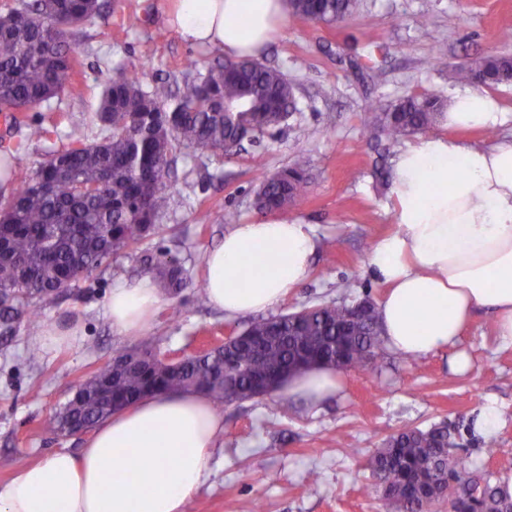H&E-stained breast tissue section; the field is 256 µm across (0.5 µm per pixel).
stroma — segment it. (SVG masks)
<instances>
[{
	"mask_svg": "<svg viewBox=\"0 0 512 512\" xmlns=\"http://www.w3.org/2000/svg\"><path fill=\"white\" fill-rule=\"evenodd\" d=\"M105 2L108 20L87 28L78 44L74 89L18 115L25 123L50 116L58 125L49 139L26 143L30 169L65 145L71 124H84L90 140L99 139L98 96L117 65L143 87L158 81L175 87L191 70L205 72L225 58L172 32L157 39L156 30L167 26L162 0ZM132 13L141 25L120 26V17ZM423 15L424 26L418 23ZM504 27H512V0H359L355 14L337 24L289 18L260 60L296 84L297 112L234 155L182 151L170 180L171 207L139 250L114 255L46 307L39 321L14 323L0 339V485L16 467L48 452L82 448L84 435L57 436L42 422L76 385L135 344V337L113 332L105 304L116 283L146 275L143 256L177 259L187 277L179 294H163L148 330L162 351L189 355L248 325V317L228 318L199 305L205 257L224 241L225 209L236 210L242 222L256 219L257 175L284 169L298 151L306 152L312 178L301 203L280 219L312 225L320 245L308 282L275 313L331 301L379 302L385 287L366 264L367 247L396 225L390 187L371 175L377 154L362 136L364 105L409 93L452 99L458 86L449 82V69L477 54L512 55V44L498 39ZM70 321L81 325L74 345L40 347L39 330ZM35 347L41 357L32 363L28 352ZM459 349L471 362L464 374L451 370L446 351L407 360L383 349L372 369L343 373L341 391L317 410L299 396L225 404L212 475L187 512H387L363 467L366 458L391 434L443 422L459 429L458 454L469 472L494 484L511 478L512 346L500 344L494 314L482 309ZM489 402L500 422L491 437H479L471 419Z\"/></svg>",
	"mask_w": 512,
	"mask_h": 512,
	"instance_id": "stroma-1",
	"label": "stroma"
}]
</instances>
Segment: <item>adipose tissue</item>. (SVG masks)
<instances>
[{
	"label": "adipose tissue",
	"instance_id": "adipose-tissue-1",
	"mask_svg": "<svg viewBox=\"0 0 512 512\" xmlns=\"http://www.w3.org/2000/svg\"><path fill=\"white\" fill-rule=\"evenodd\" d=\"M167 24L187 44L239 58L259 55L288 17L286 0H173ZM512 113L481 90L457 93L448 125L487 129ZM397 228L376 239L367 264L385 287L377 305L383 338L415 359L455 354L476 309L497 314V336L512 345V140L491 146L429 133L398 154L391 183ZM307 224L255 220L233 225L206 255L205 293L225 316L265 311L310 277L316 250ZM160 302L148 276L113 287L106 314L120 335L146 330ZM340 387L327 367L285 387L310 405ZM224 431L209 399L186 392L142 399L97 425L79 452L54 451L18 467L0 486V512H186L210 476Z\"/></svg>",
	"mask_w": 512,
	"mask_h": 512
}]
</instances>
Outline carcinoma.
I'll use <instances>...</instances> for the list:
<instances>
[{
    "label": "carcinoma",
    "mask_w": 512,
    "mask_h": 512,
    "mask_svg": "<svg viewBox=\"0 0 512 512\" xmlns=\"http://www.w3.org/2000/svg\"><path fill=\"white\" fill-rule=\"evenodd\" d=\"M357 0H288L289 15L327 24L350 17ZM107 18L103 0H25L0 12V112L21 125L17 112L33 111L71 91L75 80L76 41L83 28ZM486 84L512 81V56L486 54L448 71V80L470 84L478 72ZM296 110L294 86L278 68L254 60L228 61L184 80L172 91L164 82L145 89L120 68L99 98L104 134L89 141L85 127L73 124L67 145L55 151L34 177L9 195L0 193V237L24 269L0 260V321L4 332L26 317L34 322L46 306L72 290L119 251L139 246L154 232L171 204L168 176L180 148L236 153L234 145L256 140ZM363 135L382 147V157L403 139L440 123L445 100L436 94H409L394 103L366 105ZM25 138L51 133L43 121L24 125ZM54 183L51 193L41 182ZM308 180V158L300 152L292 165L262 174L255 191L261 213L287 212L301 200ZM170 293L186 287L181 265L146 259ZM349 305L331 302L304 312L282 313L249 324L241 335L249 343L235 349L241 367L238 400L252 398L255 384L282 376L313 361L336 366L342 347L352 368H370L381 349L375 307L345 322ZM159 340L143 336L133 347L142 360L112 376V364L78 384L71 398L44 422L60 436L87 429L146 395L197 391L214 412L224 410V347L188 357L182 364L159 359ZM459 433L448 426L403 429L386 438L368 467L390 512H432L448 503V512L482 509L512 512V498L498 485L475 477L452 454Z\"/></svg>",
    "instance_id": "carcinoma-1"
}]
</instances>
